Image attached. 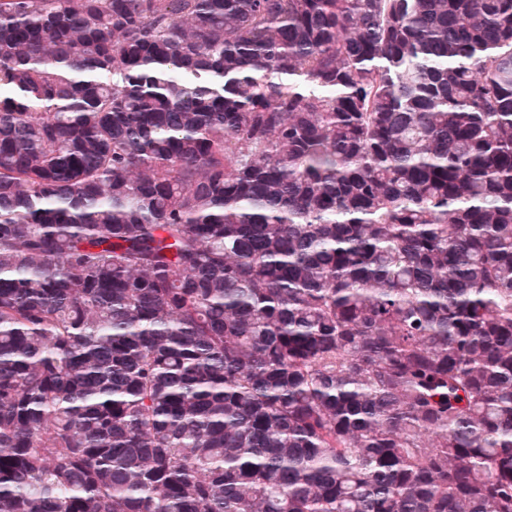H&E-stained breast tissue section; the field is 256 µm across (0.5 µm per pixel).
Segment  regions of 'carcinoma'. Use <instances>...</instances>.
<instances>
[{
	"label": "carcinoma",
	"instance_id": "obj_1",
	"mask_svg": "<svg viewBox=\"0 0 512 512\" xmlns=\"http://www.w3.org/2000/svg\"><path fill=\"white\" fill-rule=\"evenodd\" d=\"M0 512H512V0H0Z\"/></svg>",
	"mask_w": 512,
	"mask_h": 512
}]
</instances>
